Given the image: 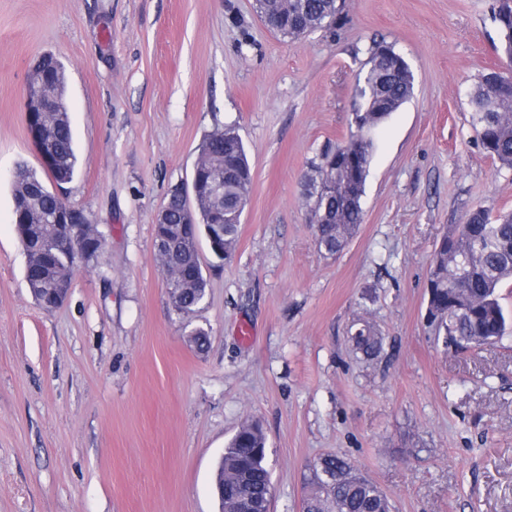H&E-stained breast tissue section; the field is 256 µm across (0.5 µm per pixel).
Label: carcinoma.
Returning a JSON list of instances; mask_svg holds the SVG:
<instances>
[{
    "mask_svg": "<svg viewBox=\"0 0 512 512\" xmlns=\"http://www.w3.org/2000/svg\"><path fill=\"white\" fill-rule=\"evenodd\" d=\"M261 9L280 29V36L299 39L336 24L339 0H264ZM498 25V54L512 66V0H493ZM385 42H374L356 78L352 100L355 131L334 147L324 148L311 162L305 177L306 201L318 249L329 256L340 253L364 221L365 194L374 154L372 131L408 102L414 90L409 66L394 54L377 53ZM47 73V86L59 109L49 127L45 146L57 157L55 169L43 175L25 164L17 167L13 182V218L26 257L25 281L39 306L57 308L70 285L72 258L61 247L64 233L57 225V202L47 181H70L78 156L68 117L66 68L51 53L38 59ZM472 125L482 148L500 167L512 169V80L495 70L482 73L470 99ZM210 165L224 164V203L199 199L198 223L187 224L184 237L170 250L169 263L182 268L196 282L170 291L169 303L182 320H191L207 295L202 257L190 243L205 235L206 226L224 225V259L231 258L239 237L242 214L228 203L249 194L252 182L238 181L236 170L250 169L243 140L234 124L206 134L200 143ZM512 279V213L492 215L490 209L471 210L464 223L441 236L433 253L427 281L426 327L446 345L469 350L502 338L507 319L497 294ZM356 353L367 360L383 350V337L369 322L351 333ZM267 436L257 420H246L224 448L216 483L220 512H267L272 482L266 467ZM306 512H391L388 496L344 456L328 453L306 467Z\"/></svg>",
    "mask_w": 512,
    "mask_h": 512,
    "instance_id": "1",
    "label": "carcinoma"
}]
</instances>
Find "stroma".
Instances as JSON below:
<instances>
[{
	"instance_id": "obj_1",
	"label": "stroma",
	"mask_w": 512,
	"mask_h": 512,
	"mask_svg": "<svg viewBox=\"0 0 512 512\" xmlns=\"http://www.w3.org/2000/svg\"><path fill=\"white\" fill-rule=\"evenodd\" d=\"M491 3L344 0L331 29L289 41L254 0H0V512H218L216 468L248 418L267 434L271 512H301L304 468L328 452L392 512H512V326L458 351L425 325L444 231L480 205L512 212V170L483 150L469 104L497 60ZM376 40L408 62L414 94L375 132L363 224L327 256L304 176L349 136ZM46 52L66 66L79 158L61 190L106 239L51 311L12 223L16 168L39 165L25 98ZM227 124L253 182L231 259L202 255L200 353L154 224ZM363 321L384 338L374 360L349 341Z\"/></svg>"
}]
</instances>
